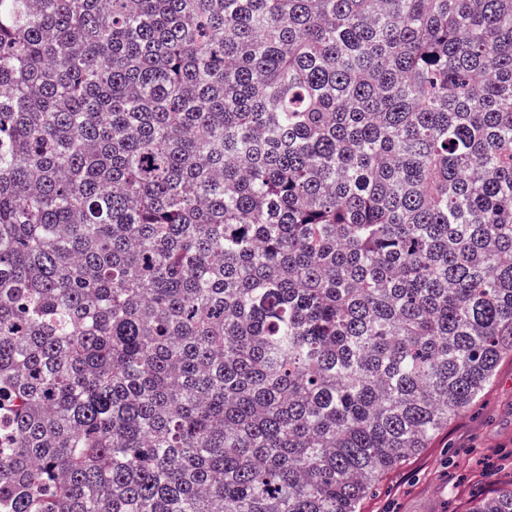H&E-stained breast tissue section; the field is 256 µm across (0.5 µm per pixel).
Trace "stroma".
<instances>
[{
    "mask_svg": "<svg viewBox=\"0 0 512 512\" xmlns=\"http://www.w3.org/2000/svg\"><path fill=\"white\" fill-rule=\"evenodd\" d=\"M512 483V357L470 407L386 474L360 512H470Z\"/></svg>",
    "mask_w": 512,
    "mask_h": 512,
    "instance_id": "stroma-1",
    "label": "stroma"
}]
</instances>
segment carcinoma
I'll return each mask as SVG.
<instances>
[{"label": "carcinoma", "mask_w": 512, "mask_h": 512, "mask_svg": "<svg viewBox=\"0 0 512 512\" xmlns=\"http://www.w3.org/2000/svg\"><path fill=\"white\" fill-rule=\"evenodd\" d=\"M505 355L512 0H0V512H359Z\"/></svg>", "instance_id": "1"}]
</instances>
